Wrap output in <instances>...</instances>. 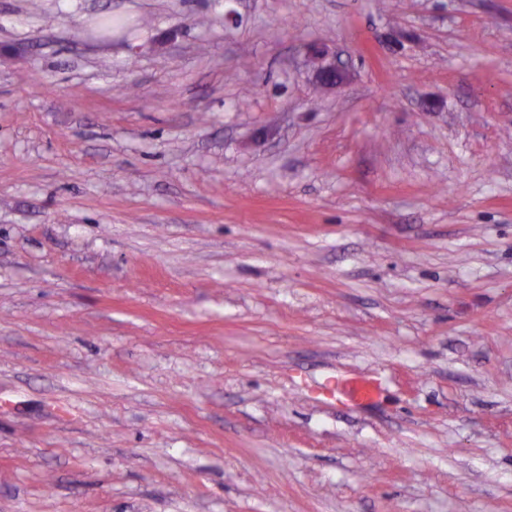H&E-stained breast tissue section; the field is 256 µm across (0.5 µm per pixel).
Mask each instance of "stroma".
Masks as SVG:
<instances>
[{"label":"stroma","instance_id":"stroma-1","mask_svg":"<svg viewBox=\"0 0 512 512\" xmlns=\"http://www.w3.org/2000/svg\"><path fill=\"white\" fill-rule=\"evenodd\" d=\"M0 512H512V0H0Z\"/></svg>","mask_w":512,"mask_h":512}]
</instances>
